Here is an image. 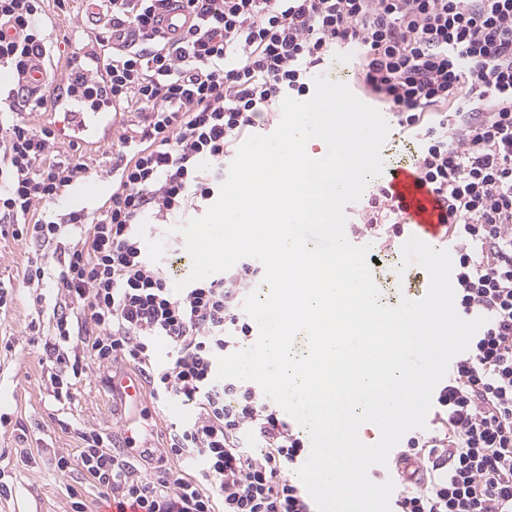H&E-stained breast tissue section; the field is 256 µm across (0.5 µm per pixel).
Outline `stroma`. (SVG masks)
I'll list each match as a JSON object with an SVG mask.
<instances>
[{"label":"stroma","instance_id":"obj_1","mask_svg":"<svg viewBox=\"0 0 512 512\" xmlns=\"http://www.w3.org/2000/svg\"><path fill=\"white\" fill-rule=\"evenodd\" d=\"M30 251L26 240L0 237V283L13 288L12 300L0 314V338L13 343L12 351L0 349V413L9 414L26 431L30 447L51 448L73 458L78 455V429L93 427L109 434L116 420L131 425L149 447H165L172 423L164 403L147 398L142 405H131L112 394L111 374L136 376L133 366L119 362L110 369L90 367L76 380L69 399L54 398L47 368L39 361L40 349L32 343L47 334L52 308L40 309L32 302L24 280ZM17 446L12 431H0V468L13 474V494L0 498V512H71L65 479L39 458L18 464Z\"/></svg>","mask_w":512,"mask_h":512}]
</instances>
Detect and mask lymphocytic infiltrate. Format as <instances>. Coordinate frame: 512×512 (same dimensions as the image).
<instances>
[{"label": "lymphocytic infiltrate", "instance_id": "1", "mask_svg": "<svg viewBox=\"0 0 512 512\" xmlns=\"http://www.w3.org/2000/svg\"><path fill=\"white\" fill-rule=\"evenodd\" d=\"M184 2L194 24L173 42L155 27L170 0H108L111 23L95 43L116 28L137 41L84 84L93 108L132 128L116 143V188L97 217L57 211L90 166L56 158L54 123L23 122L44 112L43 97L20 84L0 90V236L30 241L35 304L58 282L40 358L55 398H69L88 363L119 360L152 399L194 408L166 447L136 456L135 437L121 453L108 434L82 430L77 459L55 457V471L78 469L118 512H313L289 475L305 439L256 387L216 377L218 357L254 339L242 305L261 265L245 258L173 292L174 269L151 258L144 225L201 210L239 141L285 97L309 95L314 73L351 48L356 84L391 115L419 183L441 203L457 312L487 319L433 395V429L412 432L396 456L394 512H512V0ZM44 6L0 0V20L19 32L0 36V69L21 77L31 56L49 53ZM404 232L381 179L352 233L386 257Z\"/></svg>", "mask_w": 512, "mask_h": 512}]
</instances>
